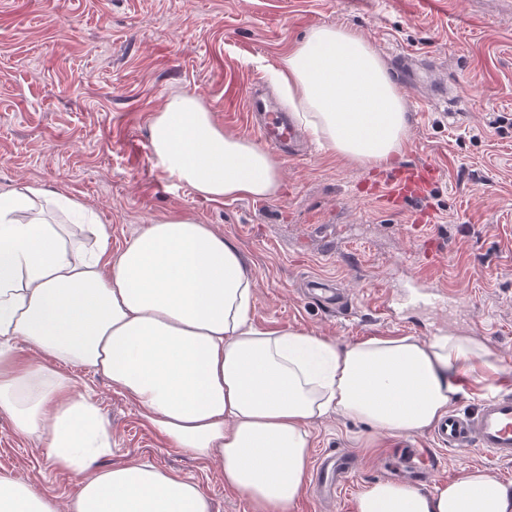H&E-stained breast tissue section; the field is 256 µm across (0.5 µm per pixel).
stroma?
Wrapping results in <instances>:
<instances>
[{
  "mask_svg": "<svg viewBox=\"0 0 512 512\" xmlns=\"http://www.w3.org/2000/svg\"><path fill=\"white\" fill-rule=\"evenodd\" d=\"M344 24L365 35L385 64L402 53L437 85L406 87L408 138L377 166H356L313 141L283 157L274 197L213 202L158 167L150 122L175 93L197 94L225 132L256 140L244 108L253 82L274 92L269 70L315 26ZM432 164L438 179L389 206L385 173L397 163ZM34 184L77 200L117 248L165 214L193 212L232 238L256 282L252 321L310 330L339 345L373 336L473 333L496 369L459 379L455 409L467 412L512 377V8L503 0H0V194ZM427 270L450 300L434 303L412 278ZM337 282L352 302L339 316L309 298L304 282ZM399 299L395 321L377 309ZM65 374L99 406L112 429L109 466L139 458L206 485L213 512H251L227 490L216 464L168 442L102 375ZM357 459L335 500L317 498L309 475L295 512H355L357 495L380 480L408 482L411 453L428 457L420 490L481 468L512 482V462L482 450L437 447L431 431L377 434L336 415L314 428L312 458ZM66 498L76 486L52 467L42 441L16 432L0 411V474Z\"/></svg>",
  "mask_w": 512,
  "mask_h": 512,
  "instance_id": "stroma-1",
  "label": "stroma"
}]
</instances>
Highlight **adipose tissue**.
I'll list each match as a JSON object with an SVG mask.
<instances>
[{
    "instance_id": "1",
    "label": "adipose tissue",
    "mask_w": 512,
    "mask_h": 512,
    "mask_svg": "<svg viewBox=\"0 0 512 512\" xmlns=\"http://www.w3.org/2000/svg\"><path fill=\"white\" fill-rule=\"evenodd\" d=\"M296 118L322 148L378 165L400 152L404 98L362 33L320 25L271 70ZM158 165L211 201L268 198L281 163L224 133L194 95L167 98L150 124ZM84 205L26 185L0 196V411L42 439L74 476L65 501L0 475V512H211L202 483L135 459L98 467L112 431L58 364L106 377L171 445L218 462L226 489L252 512H293L307 477L313 427L335 414L410 437L457 400L458 377L494 367L480 338L371 337L346 346L305 330L256 327L253 272L236 243L188 212L143 225L123 247L74 245L46 213ZM52 366L23 360L15 340ZM355 512H512V482L484 470L434 491L377 481Z\"/></svg>"
}]
</instances>
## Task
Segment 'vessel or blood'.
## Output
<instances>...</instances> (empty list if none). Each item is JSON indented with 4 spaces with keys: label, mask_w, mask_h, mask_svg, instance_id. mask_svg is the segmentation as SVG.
I'll list each match as a JSON object with an SVG mask.
<instances>
[{
    "label": "vessel or blood",
    "mask_w": 512,
    "mask_h": 512,
    "mask_svg": "<svg viewBox=\"0 0 512 512\" xmlns=\"http://www.w3.org/2000/svg\"><path fill=\"white\" fill-rule=\"evenodd\" d=\"M245 107L250 112H261L265 122L258 130L261 143L280 150L290 145L297 136L294 125L288 124L273 111L261 97L249 95ZM436 171L426 165L415 169L406 167L385 179L391 202L406 197L409 189L423 191L433 182ZM434 437L443 448L467 450L482 449L499 460H512V395H501L483 400L470 412L449 411L437 425ZM352 468L348 454L339 453L320 463L319 490L323 498L332 499L340 492L346 475Z\"/></svg>",
    "instance_id": "obj_1"
}]
</instances>
